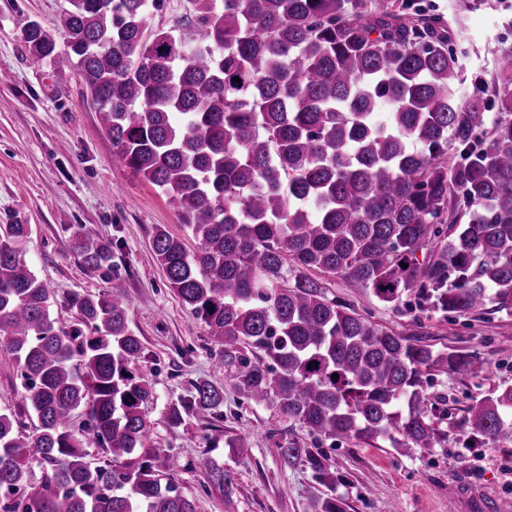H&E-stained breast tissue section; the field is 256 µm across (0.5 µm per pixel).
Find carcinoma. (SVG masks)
I'll list each match as a JSON object with an SVG mask.
<instances>
[{
	"label": "carcinoma",
	"mask_w": 512,
	"mask_h": 512,
	"mask_svg": "<svg viewBox=\"0 0 512 512\" xmlns=\"http://www.w3.org/2000/svg\"><path fill=\"white\" fill-rule=\"evenodd\" d=\"M161 3L70 0L65 52L36 23L25 43L32 64L81 72L114 155L191 231L189 250L159 225L152 248L242 401L399 450L429 451L456 428L468 452L512 441V389L473 401L461 423L426 394V375L474 373L476 358L412 341L417 319L386 330L311 277L342 275L398 313L406 295L416 314L512 311V50L487 48L492 80L475 77L463 99L459 34L417 0H191L188 22L148 35ZM28 234L0 224V352L35 420L28 431L0 409V512H197L174 485L178 457L146 447L156 394L135 368L144 347L124 289L72 295L79 326L59 329L52 289L23 258ZM77 251L89 269L112 260L101 240L79 236ZM223 406L198 380L168 419ZM275 446L328 490L342 481L298 437ZM195 469L204 494L233 493L215 459ZM345 507L328 494L312 512Z\"/></svg>",
	"instance_id": "obj_1"
}]
</instances>
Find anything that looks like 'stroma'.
<instances>
[{"label":"stroma","instance_id":"obj_1","mask_svg":"<svg viewBox=\"0 0 512 512\" xmlns=\"http://www.w3.org/2000/svg\"><path fill=\"white\" fill-rule=\"evenodd\" d=\"M421 3L463 29L469 52L461 59L462 91L471 93L474 76L493 70L486 45L512 48V0ZM68 8V0H0V75L7 78L0 84V224L29 225L24 258L53 288L50 311L61 329L77 324V313L68 305L72 294L125 289L129 326L143 343L156 391L145 408L149 445L186 463L175 480L177 489L195 499L197 512H312V502L327 489L310 469L281 461L273 436L289 431L319 448L342 475L335 494L348 512H496L503 499L512 497V453L492 446L464 458L452 441L428 452H402L384 441L371 447L320 440L268 407L242 403L223 367L215 364L203 325L175 297L152 250L156 225L186 240L189 230L157 187L135 177L114 156L81 73L48 64L35 68L28 61L24 36L34 22L65 49L60 21ZM74 225L110 245L108 267L83 266L72 247ZM320 280L328 296L353 303L377 324L405 330L408 315L395 313L369 289L336 274ZM422 321L433 349L471 355L486 366L475 376H436L427 388L431 396L460 408L491 391L512 388V312L433 310ZM198 379L223 389L222 417H188L172 424L168 405L187 397ZM244 434L249 448L230 451L228 440ZM204 454L233 472L231 497L203 493L205 474L188 464Z\"/></svg>","mask_w":512,"mask_h":512}]
</instances>
